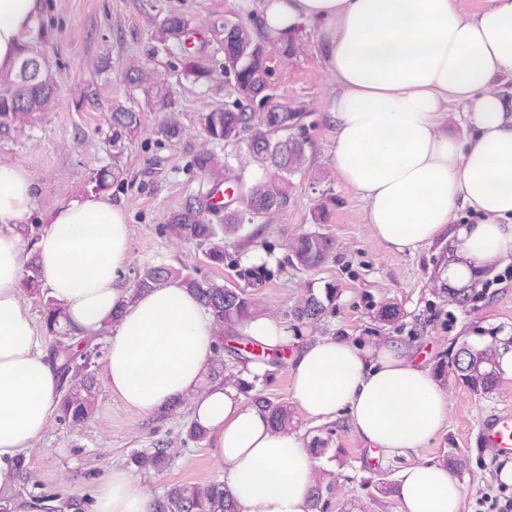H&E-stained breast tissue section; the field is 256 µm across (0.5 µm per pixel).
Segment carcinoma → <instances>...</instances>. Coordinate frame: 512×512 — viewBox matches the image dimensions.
I'll use <instances>...</instances> for the list:
<instances>
[{
    "instance_id": "1",
    "label": "carcinoma",
    "mask_w": 512,
    "mask_h": 512,
    "mask_svg": "<svg viewBox=\"0 0 512 512\" xmlns=\"http://www.w3.org/2000/svg\"><path fill=\"white\" fill-rule=\"evenodd\" d=\"M196 33L192 22L179 14L163 18L154 31V39L164 50L177 47L183 55L184 75L195 82L210 78L199 57L188 47ZM208 41L224 54V71L231 77L229 94L234 107L209 112L205 119L206 135L225 145L246 144L253 165L250 174L245 167L226 154L219 156L203 149L194 155L192 167L203 179L202 190L188 198L172 212L163 225L170 237L192 243L210 264L224 263V239L240 235L245 225L265 222L288 208L291 201V178L301 173L307 162V140L302 136L281 137L290 129H300L306 112L292 107L269 93L272 48L287 53L293 48L288 37L272 40L255 34L237 20L226 17L208 27ZM130 84L144 87L148 104L157 112H171L174 101L161 86L151 81L143 68L133 66L127 72ZM0 138L8 137L16 128L49 110L55 100L54 82L40 54L33 45L23 43L19 57L10 73L0 76ZM110 121L115 133L131 134L141 125V113L120 104L113 107ZM333 250L332 240L312 231L301 235L292 247V257L304 268L323 264ZM177 281L192 290L211 314L217 329L216 358L213 377L224 375V331L254 317V303L242 288H228L202 280L181 269L160 264L148 267L136 276L134 294L160 288ZM22 288L41 300L42 323L51 337L50 355L60 373L63 395L59 402L58 420L81 425L95 411L99 386L92 359H104L101 342L77 348L72 327L64 307L42 289L35 260H30L22 279ZM334 289L319 295L311 288L298 299L293 315L298 320L315 322L328 313ZM439 371L475 394H489L496 389L499 371L496 350L476 349L463 344ZM265 409L277 430H288V407L265 398L255 399ZM173 459L171 449L155 445L150 451L132 455V463L144 470L162 471ZM154 512H237L235 503L221 480L204 486L172 485L154 501Z\"/></svg>"
}]
</instances>
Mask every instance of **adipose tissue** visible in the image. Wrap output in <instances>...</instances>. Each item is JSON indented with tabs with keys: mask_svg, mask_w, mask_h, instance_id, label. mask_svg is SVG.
<instances>
[{
	"mask_svg": "<svg viewBox=\"0 0 512 512\" xmlns=\"http://www.w3.org/2000/svg\"><path fill=\"white\" fill-rule=\"evenodd\" d=\"M41 0H0V73L14 65ZM313 25L336 93L331 162L366 204L376 238L415 253L444 238L451 289L512 257V101L494 88L512 72V0L468 16L455 0H265L258 26L271 38ZM469 134L449 133L452 107ZM26 169L0 163V225L29 213ZM477 216L456 221L458 211ZM35 244L50 296L80 340L106 343L103 383L144 413L189 401L220 463L238 512H312L317 459L293 432L237 388L210 379L216 337L198 297L178 282L134 294L126 270L130 230L123 208L91 194L59 205ZM27 257L20 237L0 232V500L14 497L18 460L57 416L60 382L44 338L21 299ZM294 399L310 419L347 414L353 433L390 457L423 447L445 426L448 397L428 368L396 345L368 348L324 337L291 367ZM403 512H461L462 488L441 463L404 469ZM91 512H152L128 470L97 483Z\"/></svg>",
	"mask_w": 512,
	"mask_h": 512,
	"instance_id": "ef3b65f1",
	"label": "adipose tissue"
}]
</instances>
